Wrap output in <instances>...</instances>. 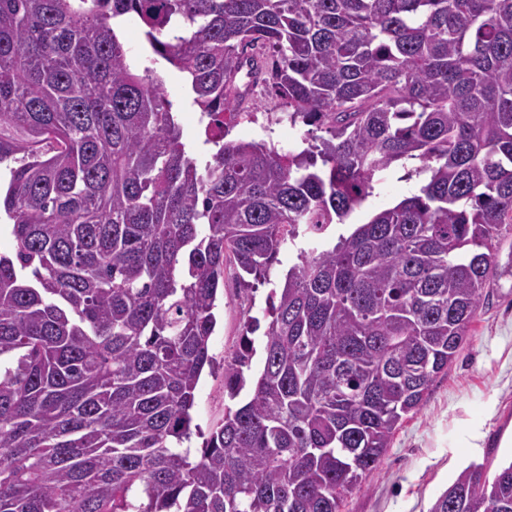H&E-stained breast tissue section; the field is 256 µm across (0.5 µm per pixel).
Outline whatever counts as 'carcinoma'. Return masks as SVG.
<instances>
[{
	"mask_svg": "<svg viewBox=\"0 0 512 512\" xmlns=\"http://www.w3.org/2000/svg\"><path fill=\"white\" fill-rule=\"evenodd\" d=\"M137 20L207 119L204 162ZM321 136L230 138L254 86ZM0 512H340L469 338L512 236V0H0ZM419 191L338 234L393 167ZM231 401L196 389L234 268ZM264 328L262 367L250 334ZM429 512H512V460ZM122 29L125 45L129 50L128 56L135 70L144 74L146 68L153 69L163 78L165 96L172 103L173 112H177L182 127L183 141L197 155L204 153L206 147L201 142L204 139V130L200 129L198 122L200 112L192 104V97L181 75L164 61H153L155 57L145 45L138 22L134 21L132 25L131 21H126Z\"/></svg>",
	"mask_w": 512,
	"mask_h": 512,
	"instance_id": "obj_1",
	"label": "carcinoma"
}]
</instances>
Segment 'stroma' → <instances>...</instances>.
Masks as SVG:
<instances>
[{
	"label": "stroma",
	"instance_id": "stroma-1",
	"mask_svg": "<svg viewBox=\"0 0 512 512\" xmlns=\"http://www.w3.org/2000/svg\"><path fill=\"white\" fill-rule=\"evenodd\" d=\"M128 56L137 72L156 71L182 127L183 140L203 153L199 112L180 74L154 60L139 25L124 23ZM251 123L236 126L233 138L273 141L286 149L299 143L303 125H289L288 106L267 92L253 90ZM210 338L214 372H203L196 390L190 447L224 417V366L241 332L242 309L233 268L224 271V299ZM512 458V274L503 273L491 288L470 328L467 343L447 373L439 375L423 407L408 415L377 466L348 496L340 512H429L435 499L470 463H500Z\"/></svg>",
	"mask_w": 512,
	"mask_h": 512
}]
</instances>
